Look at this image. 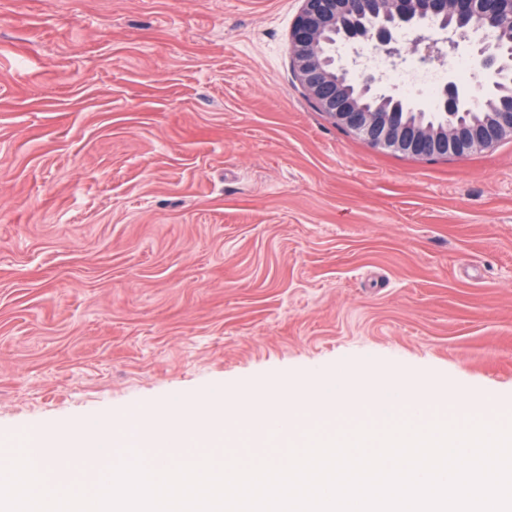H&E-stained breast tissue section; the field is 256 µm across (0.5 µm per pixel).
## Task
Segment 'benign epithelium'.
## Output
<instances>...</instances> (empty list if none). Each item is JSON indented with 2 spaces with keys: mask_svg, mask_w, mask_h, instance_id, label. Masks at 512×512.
<instances>
[{
  "mask_svg": "<svg viewBox=\"0 0 512 512\" xmlns=\"http://www.w3.org/2000/svg\"><path fill=\"white\" fill-rule=\"evenodd\" d=\"M435 22L453 47L474 34L481 80L460 86L446 77L437 92V109L448 117L440 126L399 124L391 112L419 108L389 91H377L379 75L362 57L374 42L396 67L403 62L398 34L416 33L425 57L440 51L439 40L421 33ZM296 78L314 105L336 126L360 135L375 148L401 155L438 159L467 157L512 139V0H302L289 32ZM485 113L465 122L456 113L473 106Z\"/></svg>",
  "mask_w": 512,
  "mask_h": 512,
  "instance_id": "1",
  "label": "benign epithelium"
}]
</instances>
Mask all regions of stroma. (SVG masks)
<instances>
[{
	"label": "stroma",
	"mask_w": 512,
	"mask_h": 512,
	"mask_svg": "<svg viewBox=\"0 0 512 512\" xmlns=\"http://www.w3.org/2000/svg\"><path fill=\"white\" fill-rule=\"evenodd\" d=\"M301 0H0V456L316 369L512 397V140L421 160L294 76Z\"/></svg>",
	"instance_id": "1"
}]
</instances>
